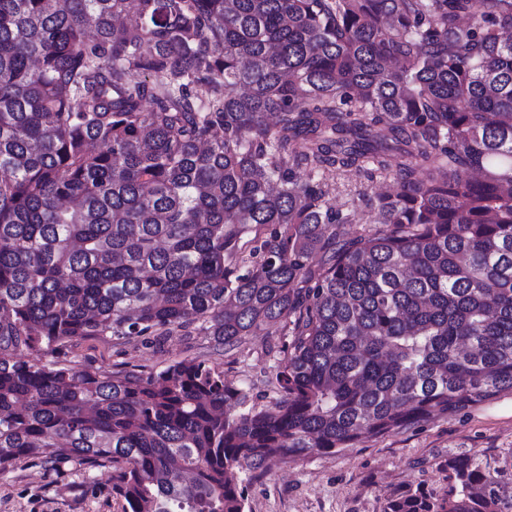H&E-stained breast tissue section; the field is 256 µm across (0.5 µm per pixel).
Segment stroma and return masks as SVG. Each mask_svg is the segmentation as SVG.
Listing matches in <instances>:
<instances>
[{"label":"stroma","instance_id":"1","mask_svg":"<svg viewBox=\"0 0 512 512\" xmlns=\"http://www.w3.org/2000/svg\"><path fill=\"white\" fill-rule=\"evenodd\" d=\"M397 189L391 177L370 180L350 172L331 180L330 202L355 216L343 227L346 238L377 231L376 198ZM286 341L273 328L247 337L231 350L195 331H177L160 341L150 336H99L34 351L30 358L110 372L157 371L193 358L223 373L251 402L267 405L280 397L275 374L286 360ZM451 455L469 456L495 468L506 492H512V393L437 416L417 428L362 439L355 447L331 455L271 462L257 477L242 472L246 512H383L387 497L410 486L448 493L452 482L443 464ZM0 512H123V508L112 493L107 469L84 472L69 464L53 468L42 458L31 457L14 471L0 474Z\"/></svg>","mask_w":512,"mask_h":512}]
</instances>
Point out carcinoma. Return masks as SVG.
Wrapping results in <instances>:
<instances>
[{"instance_id":"cac0c4a2","label":"carcinoma","mask_w":512,"mask_h":512,"mask_svg":"<svg viewBox=\"0 0 512 512\" xmlns=\"http://www.w3.org/2000/svg\"><path fill=\"white\" fill-rule=\"evenodd\" d=\"M512 0H0V474L112 470L123 512H245L240 473L512 392ZM394 173L386 229L326 180ZM288 326L281 398L202 361L26 352ZM383 512H503L444 464Z\"/></svg>"}]
</instances>
